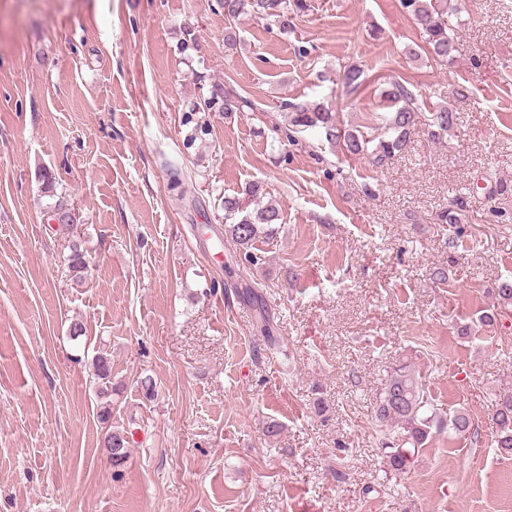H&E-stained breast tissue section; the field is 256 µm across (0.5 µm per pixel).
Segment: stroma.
Instances as JSON below:
<instances>
[{"mask_svg": "<svg viewBox=\"0 0 512 512\" xmlns=\"http://www.w3.org/2000/svg\"><path fill=\"white\" fill-rule=\"evenodd\" d=\"M443 2L447 64L400 0H310L281 32L226 25L217 0H0V512H512V457L492 444L512 312L458 333L512 280V0ZM350 65L365 81L347 96ZM395 79L424 121L384 166L314 129L284 146L285 101L378 136ZM222 85L253 110L194 111ZM444 106L457 125L435 138ZM254 184L282 215L254 243L274 349L222 245L225 197ZM59 202L65 231L47 220ZM402 362L431 411L465 409L478 434L432 433L397 473L371 415ZM110 427L130 438L119 468Z\"/></svg>", "mask_w": 512, "mask_h": 512, "instance_id": "stroma-1", "label": "stroma"}]
</instances>
